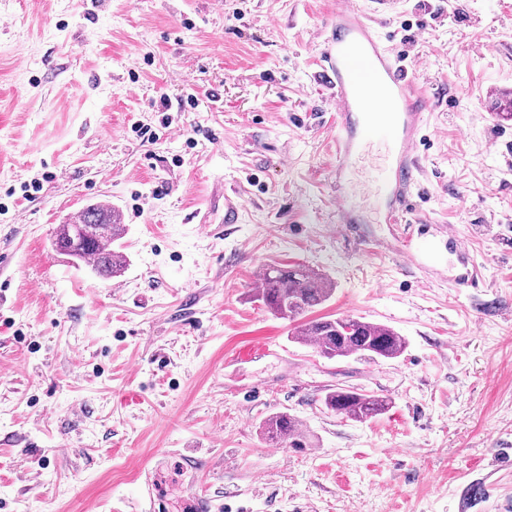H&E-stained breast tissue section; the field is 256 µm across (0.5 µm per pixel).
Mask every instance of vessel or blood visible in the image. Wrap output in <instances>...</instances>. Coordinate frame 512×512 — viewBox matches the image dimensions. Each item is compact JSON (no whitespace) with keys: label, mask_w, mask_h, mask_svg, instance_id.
I'll return each mask as SVG.
<instances>
[{"label":"vessel or blood","mask_w":512,"mask_h":512,"mask_svg":"<svg viewBox=\"0 0 512 512\" xmlns=\"http://www.w3.org/2000/svg\"><path fill=\"white\" fill-rule=\"evenodd\" d=\"M360 0H344L325 28L322 76L334 104L336 157L328 179L336 221L362 241V209L352 203L346 186L364 142L363 130L377 122L391 129L389 150L376 186L380 223L390 227L417 223L414 187L420 167L418 146L426 125L428 97L406 57L387 45L377 28L365 20ZM454 258L453 287L476 288L482 282L466 243L456 229L446 231Z\"/></svg>","instance_id":"1"}]
</instances>
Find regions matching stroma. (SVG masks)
Instances as JSON below:
<instances>
[{
	"mask_svg": "<svg viewBox=\"0 0 512 512\" xmlns=\"http://www.w3.org/2000/svg\"><path fill=\"white\" fill-rule=\"evenodd\" d=\"M338 5L0 0V512H194L199 495L214 512H512V0L373 18L429 96L418 267L386 225H364L375 246L348 238L326 191L336 131L316 60ZM364 138L348 190L368 211L388 132ZM95 202L124 226L115 280L52 246ZM441 224L483 287L428 274L448 261ZM269 263L334 282L314 317L386 325L405 351L320 356L258 301ZM247 344L268 351L234 359ZM338 388L390 407L349 420L322 403ZM283 411L306 450L261 436ZM188 448L212 467L186 470Z\"/></svg>",
	"mask_w": 512,
	"mask_h": 512,
	"instance_id": "1",
	"label": "stroma"
}]
</instances>
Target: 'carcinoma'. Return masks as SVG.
Instances as JSON below:
<instances>
[{"label": "carcinoma", "instance_id": "carcinoma-1", "mask_svg": "<svg viewBox=\"0 0 512 512\" xmlns=\"http://www.w3.org/2000/svg\"><path fill=\"white\" fill-rule=\"evenodd\" d=\"M120 239L121 228L112 207L96 203L60 225L55 247L79 260H92L93 269L99 276L111 278L123 270ZM261 280L258 300L274 314L290 320L304 318L314 307L329 300L334 291L328 279L301 265H268L261 273ZM296 336L311 341L317 352L328 359L350 356L395 359L406 349L405 338L394 329L350 316L305 321L297 327ZM324 404L358 422L385 413L389 406L383 397L342 388L328 393ZM262 433L273 444L307 447L302 424L286 413L267 416L262 421Z\"/></svg>", "mask_w": 512, "mask_h": 512}]
</instances>
